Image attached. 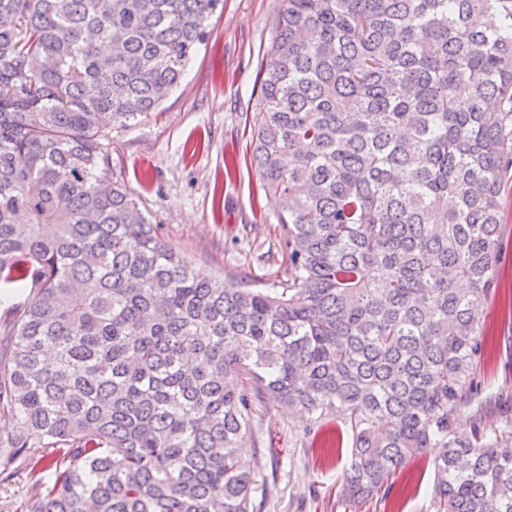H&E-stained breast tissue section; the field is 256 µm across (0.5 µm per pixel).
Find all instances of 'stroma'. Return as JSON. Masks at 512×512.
<instances>
[{
	"mask_svg": "<svg viewBox=\"0 0 512 512\" xmlns=\"http://www.w3.org/2000/svg\"><path fill=\"white\" fill-rule=\"evenodd\" d=\"M280 6L281 0H223L159 110L111 132L113 183L134 196L196 272L231 288L287 279L278 205L250 165L245 124L259 104V75ZM497 278L498 293L484 310L492 346L474 381L501 415L512 413V251ZM309 422L308 414L276 403L255 412L256 443L242 455L255 474L261 512H424L434 478L427 459L411 460L390 496L352 504L337 494L349 448L324 454L306 432Z\"/></svg>",
	"mask_w": 512,
	"mask_h": 512,
	"instance_id": "stroma-1",
	"label": "stroma"
}]
</instances>
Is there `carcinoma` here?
I'll list each match as a JSON object with an SVG mask.
<instances>
[{
    "mask_svg": "<svg viewBox=\"0 0 512 512\" xmlns=\"http://www.w3.org/2000/svg\"><path fill=\"white\" fill-rule=\"evenodd\" d=\"M220 4L0 0V297L26 293L0 317V483L26 476L28 512H256L239 448L279 402L344 420L348 501L437 448L428 512H512V417L473 382L512 0H282L246 121L288 280L238 289L112 184L106 144L177 86Z\"/></svg>",
    "mask_w": 512,
    "mask_h": 512,
    "instance_id": "obj_1",
    "label": "carcinoma"
}]
</instances>
